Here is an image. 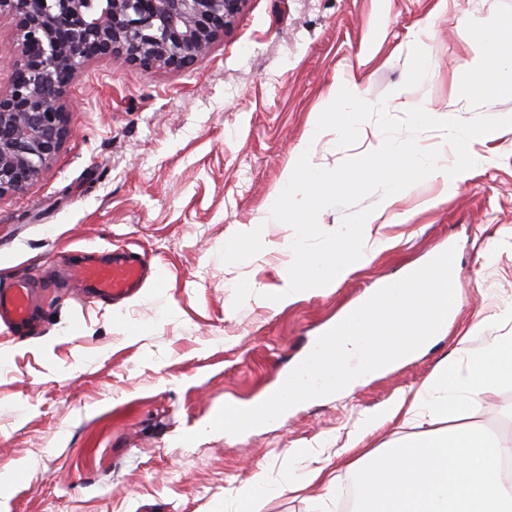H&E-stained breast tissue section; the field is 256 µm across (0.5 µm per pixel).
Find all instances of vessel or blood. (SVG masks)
Listing matches in <instances>:
<instances>
[{
	"mask_svg": "<svg viewBox=\"0 0 512 512\" xmlns=\"http://www.w3.org/2000/svg\"><path fill=\"white\" fill-rule=\"evenodd\" d=\"M150 272L146 258L117 252L108 263L87 264L81 278L91 295L100 301L120 302L139 292ZM38 316L34 290L19 282L0 289V329L16 336H32Z\"/></svg>",
	"mask_w": 512,
	"mask_h": 512,
	"instance_id": "b4317fda",
	"label": "vessel or blood"
}]
</instances>
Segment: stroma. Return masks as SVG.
Masks as SVG:
<instances>
[{
  "label": "stroma",
  "mask_w": 512,
  "mask_h": 512,
  "mask_svg": "<svg viewBox=\"0 0 512 512\" xmlns=\"http://www.w3.org/2000/svg\"><path fill=\"white\" fill-rule=\"evenodd\" d=\"M512 17V0H247L211 54L183 70L94 60L75 77L68 134L40 177L0 197V288L33 280L41 331L0 333V512H238L237 491L263 477L251 512H340L353 436L400 443L420 425L361 420L413 393L453 354L476 316L512 334V131L474 139L478 163L458 188L434 176L373 226L381 250L331 288L266 300L293 260L292 228L269 221L301 144L332 169L370 152L315 133L331 85L355 79L379 102L448 117L512 115V98L472 68L476 38ZM432 59L415 72L406 46ZM261 243L238 257L244 229ZM456 250L458 307L428 349L343 394L296 405L240 435L205 433L225 399L248 403L310 352V340L392 283ZM132 250L156 260L161 284L121 304L47 292L89 256ZM512 381L458 404L455 425L502 433ZM202 431L193 444L182 434ZM337 475L327 498L288 486L309 470Z\"/></svg>",
  "instance_id": "stroma-1"
}]
</instances>
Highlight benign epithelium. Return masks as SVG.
Listing matches in <instances>:
<instances>
[{
    "label": "benign epithelium",
    "mask_w": 512,
    "mask_h": 512,
    "mask_svg": "<svg viewBox=\"0 0 512 512\" xmlns=\"http://www.w3.org/2000/svg\"><path fill=\"white\" fill-rule=\"evenodd\" d=\"M247 0H0L15 61L0 91V196L35 181L66 133V101L90 61L179 70L207 56Z\"/></svg>",
    "instance_id": "1"
}]
</instances>
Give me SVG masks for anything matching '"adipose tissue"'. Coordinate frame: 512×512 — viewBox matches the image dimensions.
<instances>
[{
  "label": "adipose tissue",
  "mask_w": 512,
  "mask_h": 512,
  "mask_svg": "<svg viewBox=\"0 0 512 512\" xmlns=\"http://www.w3.org/2000/svg\"><path fill=\"white\" fill-rule=\"evenodd\" d=\"M494 316L476 321L485 333L466 362L450 359L408 402L369 415L372 423L396 416L417 421L448 416L461 400H477L493 383L512 378V335L493 336ZM345 468L357 487V512H512V439L476 427L429 430L387 450L352 447Z\"/></svg>",
  "instance_id": "ef3b65f1"
}]
</instances>
